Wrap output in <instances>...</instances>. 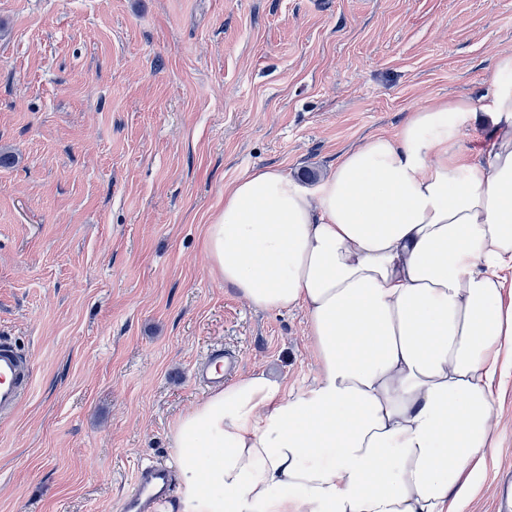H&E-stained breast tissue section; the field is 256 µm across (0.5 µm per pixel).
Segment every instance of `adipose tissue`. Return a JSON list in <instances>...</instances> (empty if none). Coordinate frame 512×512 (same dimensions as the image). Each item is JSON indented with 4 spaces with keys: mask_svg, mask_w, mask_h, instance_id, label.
Here are the masks:
<instances>
[{
    "mask_svg": "<svg viewBox=\"0 0 512 512\" xmlns=\"http://www.w3.org/2000/svg\"><path fill=\"white\" fill-rule=\"evenodd\" d=\"M204 248L253 310L306 312L316 377L253 371L181 416L172 512H465L512 376V82L412 112L315 189L246 172Z\"/></svg>",
    "mask_w": 512,
    "mask_h": 512,
    "instance_id": "1",
    "label": "adipose tissue"
}]
</instances>
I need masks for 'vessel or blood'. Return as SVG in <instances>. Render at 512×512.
<instances>
[{
    "instance_id": "vessel-or-blood-1",
    "label": "vessel or blood",
    "mask_w": 512,
    "mask_h": 512,
    "mask_svg": "<svg viewBox=\"0 0 512 512\" xmlns=\"http://www.w3.org/2000/svg\"><path fill=\"white\" fill-rule=\"evenodd\" d=\"M239 366L236 355L221 346L211 347L199 363L194 379L200 385L217 387L232 375ZM33 368L28 357L22 354L10 338L0 339V420L12 418L21 402L32 392ZM174 490L171 468L159 462L140 465L136 471L133 488L122 499L119 512H165L168 499Z\"/></svg>"
}]
</instances>
